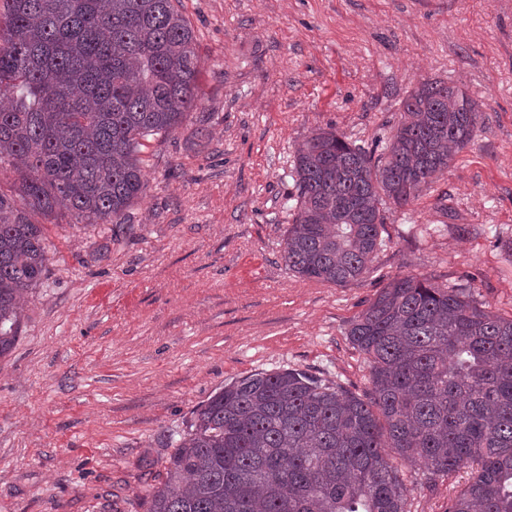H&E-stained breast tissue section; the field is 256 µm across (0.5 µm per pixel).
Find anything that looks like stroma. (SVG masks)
<instances>
[{
    "mask_svg": "<svg viewBox=\"0 0 512 512\" xmlns=\"http://www.w3.org/2000/svg\"><path fill=\"white\" fill-rule=\"evenodd\" d=\"M199 108L145 149L123 224L45 218L49 262L0 358V512H146L144 489L218 387L293 369L362 396L353 320L416 276L512 317V0H180ZM451 81L484 120L412 204L385 206L358 281L281 257L315 131L373 149L407 92ZM409 512H446L463 468L399 465Z\"/></svg>",
    "mask_w": 512,
    "mask_h": 512,
    "instance_id": "stroma-1",
    "label": "stroma"
}]
</instances>
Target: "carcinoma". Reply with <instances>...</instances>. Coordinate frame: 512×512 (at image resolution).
<instances>
[{"mask_svg":"<svg viewBox=\"0 0 512 512\" xmlns=\"http://www.w3.org/2000/svg\"><path fill=\"white\" fill-rule=\"evenodd\" d=\"M178 0H0V358L21 298L47 270L45 226L122 224L146 184L144 142L198 107L195 34ZM454 83L424 81L375 155L333 130L295 155L297 213L283 259L301 277H362L381 206L405 207L467 146L483 113ZM367 356L360 397L305 372L243 376L212 393L146 490L147 512H408L391 458L431 482L462 467L448 512H512V318L414 276L382 288L348 330Z\"/></svg>","mask_w":512,"mask_h":512,"instance_id":"carcinoma-1","label":"carcinoma"}]
</instances>
